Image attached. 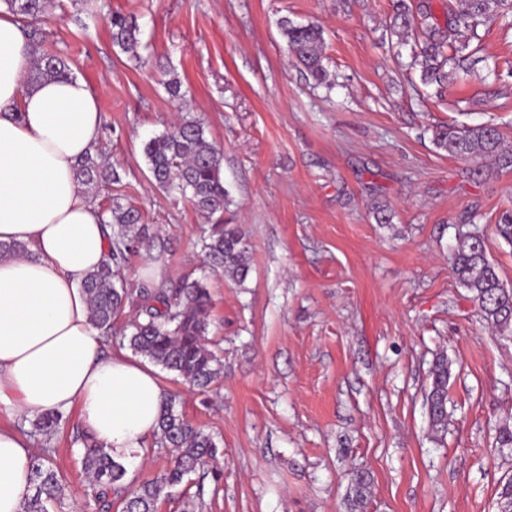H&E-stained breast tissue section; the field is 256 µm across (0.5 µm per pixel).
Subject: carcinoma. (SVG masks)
Wrapping results in <instances>:
<instances>
[{"instance_id": "cac0c4a2", "label": "carcinoma", "mask_w": 512, "mask_h": 512, "mask_svg": "<svg viewBox=\"0 0 512 512\" xmlns=\"http://www.w3.org/2000/svg\"><path fill=\"white\" fill-rule=\"evenodd\" d=\"M86 12L99 15L109 30L112 46L129 60H141V30L135 20L108 6V0H81ZM7 10L22 21L28 43L31 66L28 79H68L72 69L65 56L44 50L47 33L43 28L50 12L51 0H3ZM428 20L423 29L424 41L413 52L414 64L420 67L423 84H440L448 78L445 67L460 66L468 60L463 51L468 45H455L460 29L474 30L479 25L504 19L512 25V0H463V8L441 26L429 22L433 18L430 5L419 6ZM415 14L406 0H396L394 15L388 26L396 45L408 44L415 30ZM288 51L304 67L317 85H330L322 64L323 30L316 24H296L290 18L278 21ZM434 144L448 155L461 159H491L498 166L512 168V150L503 145V134L493 123L473 126L453 125L438 128ZM143 154L155 185L167 192L186 197L193 208L212 221L203 230V264L244 282L250 272L248 249L242 232L224 224V211L231 205L224 187V156L206 136L204 123L195 117H181L172 129L154 135L143 144ZM77 175L87 184L121 183L117 169L101 159L99 151L88 155L77 168ZM112 234L108 239V261L89 274L82 288L88 295L90 318L100 335L111 340L116 318L132 308L136 317L127 326L128 346L163 369L174 372L201 393L222 376L224 370L220 350L209 341L211 296L203 279L182 276L156 284L142 279L128 283L122 271L129 259L146 249L163 253L166 241L150 224L141 223L139 211L112 198L104 215ZM500 237L512 244V210H504L498 218ZM453 273L459 285L472 293L480 320L498 335L512 338V288L502 283L497 268L485 250L480 235L470 233L460 239L453 252ZM448 385V360L438 359L432 369L427 409L432 431H446L445 393ZM64 414L56 411L40 413L32 422L33 435L46 448L34 458L31 486L22 502V512H49L65 496V484L59 470L51 462L53 449L48 447L59 432ZM155 435L158 444L172 449L170 466L158 477L126 490V469L122 463L99 447L92 438L81 435L82 465L88 473L93 498L104 512L112 509V499L122 505V512H158L178 487L191 489L192 476L218 455L214 437L195 426L176 408L168 397L163 403ZM195 483V482H193ZM196 491L187 496L185 506L195 510L202 502L203 481L195 483ZM350 512H366L369 505L371 478L358 473L352 482Z\"/></svg>"}]
</instances>
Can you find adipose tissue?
Returning a JSON list of instances; mask_svg holds the SVG:
<instances>
[{
	"label": "adipose tissue",
	"instance_id": "1",
	"mask_svg": "<svg viewBox=\"0 0 512 512\" xmlns=\"http://www.w3.org/2000/svg\"><path fill=\"white\" fill-rule=\"evenodd\" d=\"M31 56L15 16L0 11V401L20 411L79 409L100 446L136 460L167 397L152 369L101 358L82 284L107 259L109 225L76 178L99 137L101 112L79 79L26 78ZM33 450L0 428V512H21Z\"/></svg>",
	"mask_w": 512,
	"mask_h": 512
}]
</instances>
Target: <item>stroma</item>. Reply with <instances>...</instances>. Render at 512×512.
Instances as JSON below:
<instances>
[{"label":"stroma","mask_w":512,"mask_h":512,"mask_svg":"<svg viewBox=\"0 0 512 512\" xmlns=\"http://www.w3.org/2000/svg\"><path fill=\"white\" fill-rule=\"evenodd\" d=\"M141 28L146 66L112 46L107 28L56 0L49 44L96 94L98 146L120 184L86 186L139 208L169 239L167 278H204L210 338L223 349L213 393L154 372L177 410L215 437L219 464L202 512H347L352 478L372 477L368 512H497L512 479V339L480 320L451 270L459 231L479 232L512 288V245L495 224L512 209V169L449 156L437 127L491 122L512 148V28L463 33L479 47L468 73L421 85L411 48L390 49L393 0H111ZM324 30L332 91L312 88L277 25ZM182 82L170 100L161 79ZM224 153L245 233L244 284L202 264L204 217L155 188L143 143L185 113ZM388 206L392 223L374 218ZM450 369L445 436L425 407L438 355ZM71 410L53 446L67 486L50 512H99Z\"/></svg>","instance_id":"35a3bbf8"}]
</instances>
